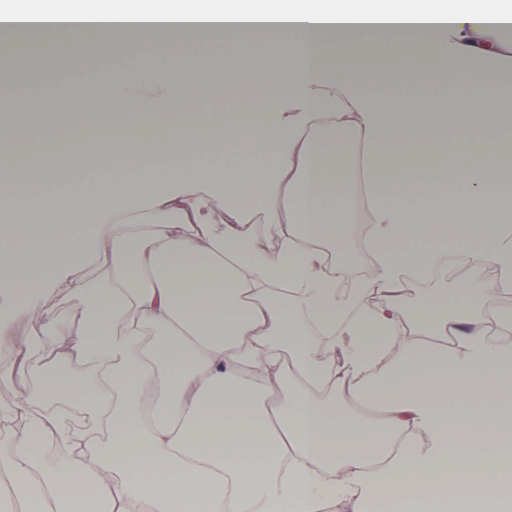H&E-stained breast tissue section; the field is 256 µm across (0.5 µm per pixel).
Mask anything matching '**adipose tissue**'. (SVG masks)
Instances as JSON below:
<instances>
[{"mask_svg": "<svg viewBox=\"0 0 512 512\" xmlns=\"http://www.w3.org/2000/svg\"><path fill=\"white\" fill-rule=\"evenodd\" d=\"M512 13L498 0H121L92 13L0 12V36L158 41L274 34L290 62L262 105L170 121L211 84L99 69L102 109L159 117L50 138L71 170L28 198L0 177V476L35 512H369L374 498L512 482ZM449 86L416 106L384 81ZM224 149L231 163H197ZM257 152L265 161H247ZM124 173L61 194L89 165ZM48 207L47 223L31 213ZM224 221L212 223L214 208ZM261 227H253L254 217ZM367 227L369 274L341 261ZM469 272L442 304L435 259ZM100 264L93 278L87 262ZM493 279H486V271ZM417 296L416 308L407 305ZM69 321L51 320L61 297ZM48 318L51 347L20 336ZM36 386H29V378ZM95 498L86 501V488Z\"/></svg>", "mask_w": 512, "mask_h": 512, "instance_id": "obj_1", "label": "adipose tissue"}]
</instances>
